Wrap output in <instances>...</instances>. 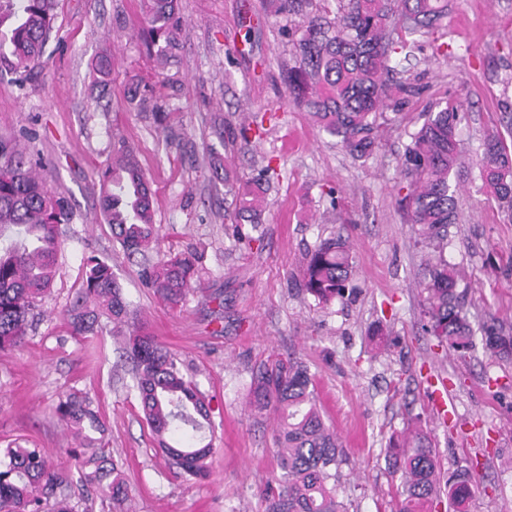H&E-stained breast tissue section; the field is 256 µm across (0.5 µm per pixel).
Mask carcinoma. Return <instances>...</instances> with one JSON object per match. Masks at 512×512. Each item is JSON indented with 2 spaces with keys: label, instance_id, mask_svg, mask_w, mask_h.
I'll return each instance as SVG.
<instances>
[{
  "label": "carcinoma",
  "instance_id": "cac0c4a2",
  "mask_svg": "<svg viewBox=\"0 0 512 512\" xmlns=\"http://www.w3.org/2000/svg\"><path fill=\"white\" fill-rule=\"evenodd\" d=\"M148 52L168 58L179 48L178 0H144ZM58 0H0V72L25 77L39 65L54 30ZM274 13L293 19L288 28L294 66L286 76L289 97L312 114L320 127L355 160L373 155L380 144L388 113L405 110L422 87L396 78L398 66L423 47L448 15V0H274ZM423 122L410 134L402 154L405 185L397 204L428 249L420 287L425 293L426 329L448 348L465 353L476 346L475 330L458 291L460 270L448 266L442 251L448 227L457 220L456 191L451 178L458 166V107L443 99L422 113ZM246 146L244 129L231 125L219 131V148ZM47 162L18 139L0 136V351L25 340L30 316L45 300L59 274L61 226L73 211L52 196L41 171ZM269 165L247 181L230 178L212 167L236 198L234 221L259 223L271 181ZM482 188L512 215V144L499 135L483 143ZM100 213L124 256L139 261L146 287L176 306L185 290L201 285L203 254L189 251L160 254L152 192L136 153L122 144L100 176ZM353 274L350 248L337 236L320 242L302 265V288L318 304L345 294ZM67 335L97 336L111 323L128 327L122 334L123 356L132 365L133 388L143 419L168 462L191 477L207 473L214 453V425L205 396L181 370L175 354L164 347L138 319L123 295L112 266L96 256L82 268L76 296L63 311ZM483 345L512 358V336L495 323L480 328ZM254 411L276 418L273 433L282 471L267 483L262 497L266 512H347L336 482L343 448L336 432L317 407L307 366L295 358L275 359L252 372ZM56 412L80 438V481L112 499H126L123 466L103 446L105 420L93 401L72 390ZM389 464L400 474L397 512H426L427 504L445 494L449 507L462 512L479 477L469 469L442 474L431 435L421 426L392 441ZM68 475L40 448H0V512H75L61 492Z\"/></svg>",
  "mask_w": 512,
  "mask_h": 512
}]
</instances>
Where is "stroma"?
Listing matches in <instances>:
<instances>
[{
    "mask_svg": "<svg viewBox=\"0 0 512 512\" xmlns=\"http://www.w3.org/2000/svg\"><path fill=\"white\" fill-rule=\"evenodd\" d=\"M181 49L159 65L143 44L142 0H59L43 65L26 86L0 74V135L23 137L50 161L46 187L73 207L64 225L60 275L24 344L0 351V448L39 447L70 466L79 442L56 414L69 389L86 393L107 422L106 448L123 462L135 512H265L260 487L280 477L273 416H253L251 372L294 357L308 368L316 403L344 449L337 487L348 512H395L399 478L390 437L420 417L443 472L469 468L480 484L465 512H512V359L476 346L448 350L421 329L424 253L396 204L408 132L426 105L458 104L460 191L445 258L463 267L473 326L493 319L512 336V219L480 188L489 133L512 141V0H451L449 56L424 48L409 72L424 91L387 128L366 162L354 161L288 100L293 64L285 19L268 0H178ZM254 26L244 41L243 16ZM112 61L99 85L96 59ZM148 87L164 116L132 104ZM265 115L248 150L224 151L246 180L266 164L272 181L258 228L235 227V202L212 180L215 124ZM134 148L151 183L162 253L203 250V285L175 306L144 288L137 265L115 249L99 213L100 173L115 142ZM345 236L354 274L344 298L320 306L301 287L302 260L320 241ZM111 264L148 330L176 353L214 413L209 475L170 471L141 420L130 377L110 334L77 341L59 312L73 298L84 260ZM444 378L455 413L437 421L426 379Z\"/></svg>",
    "mask_w": 512,
    "mask_h": 512,
    "instance_id": "35a3bbf8",
    "label": "stroma"
}]
</instances>
